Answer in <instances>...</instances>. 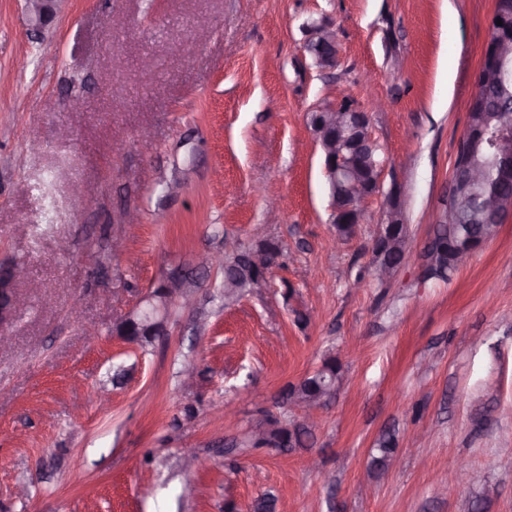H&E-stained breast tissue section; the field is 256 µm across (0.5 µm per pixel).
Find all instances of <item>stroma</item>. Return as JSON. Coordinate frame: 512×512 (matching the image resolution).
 Here are the masks:
<instances>
[{"label":"stroma","mask_w":512,"mask_h":512,"mask_svg":"<svg viewBox=\"0 0 512 512\" xmlns=\"http://www.w3.org/2000/svg\"><path fill=\"white\" fill-rule=\"evenodd\" d=\"M493 5L60 0L39 34L0 0V260L27 269L0 327V512H250L264 493L276 512H512V217L451 280L422 273ZM320 20L333 69L306 49ZM347 97L386 165L342 239L310 116ZM391 193L413 249L383 282ZM228 237L283 251L231 306L198 264ZM174 279L196 305L170 306L167 335H113ZM330 357L342 384L307 446L245 447L264 414L294 420L284 388ZM185 448L207 461L190 478Z\"/></svg>","instance_id":"35a3bbf8"}]
</instances>
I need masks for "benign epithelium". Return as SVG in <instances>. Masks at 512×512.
Masks as SVG:
<instances>
[{"instance_id": "benign-epithelium-1", "label": "benign epithelium", "mask_w": 512, "mask_h": 512, "mask_svg": "<svg viewBox=\"0 0 512 512\" xmlns=\"http://www.w3.org/2000/svg\"><path fill=\"white\" fill-rule=\"evenodd\" d=\"M60 0H26L29 24L42 29L48 26L56 13ZM307 49L314 55L315 63L322 69H332L339 62V48L332 30L324 23H313L308 27ZM512 55V43L507 40H488L482 52L481 63L476 75L481 77L484 88L497 83L500 77V63ZM497 134L495 142L496 177L500 181H512V113L507 110L495 114ZM483 120V114L476 113V123L467 125L469 135V158L454 164L451 189L464 194L472 187L486 180L485 169L473 160L485 141L486 131L473 132ZM311 128L316 141L320 144L324 166L331 185L342 182L349 192V201L342 207L334 208V223L338 234L346 236L357 228L360 217V204L377 194L380 189L378 176L369 182L360 179L354 168L353 157L361 148L374 144L370 131L369 113L346 101L334 107L319 109L312 116ZM484 209L489 218L502 221L512 216V199L497 191L489 192L484 199ZM403 223L401 210L389 202L386 221L379 225L374 244L378 245L381 255L399 253L407 255L411 249L409 237L397 232ZM24 275V269L10 266L8 284L0 282V325L4 324L12 312L21 304V297L15 292V282ZM180 298L186 306L191 305V295L174 284H167L148 292L142 299V305L122 314L114 328L118 336L129 337L167 335V314L169 303ZM328 392L324 399H329ZM322 399V400H324ZM322 400L299 397L291 407L304 417V424L313 429L317 417L313 409L322 404Z\"/></svg>"}]
</instances>
